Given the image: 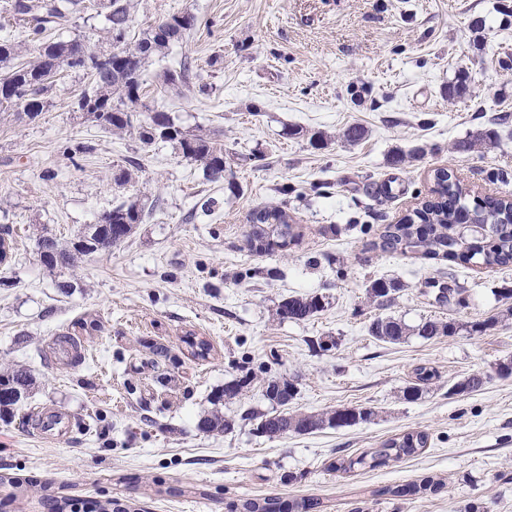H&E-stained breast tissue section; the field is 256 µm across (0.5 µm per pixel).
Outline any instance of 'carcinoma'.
I'll return each instance as SVG.
<instances>
[{
  "label": "carcinoma",
  "instance_id": "1",
  "mask_svg": "<svg viewBox=\"0 0 512 512\" xmlns=\"http://www.w3.org/2000/svg\"><path fill=\"white\" fill-rule=\"evenodd\" d=\"M131 0H108V6H97L104 14L105 49L115 52L109 61L110 67L95 69L75 53L79 38L43 41L51 29H64L74 17L87 9L84 0H14L13 17L26 25L28 36L38 43L35 57L12 66L0 75V109L23 114L33 120L44 112L47 96L52 91V81L44 76L52 71H82L90 77V86L84 89L73 103V111L80 113L97 125L114 134H138L143 147L156 141L174 143L182 156L200 163L208 176L223 177L230 170L224 154V145L204 134H194L177 126L167 113L157 111L143 100L144 72L165 54L170 45L182 39L183 35L197 24L194 14L184 12L173 14L158 25L143 32L135 44L138 53L134 57H122L128 51L125 47L130 27ZM20 45L10 34L0 36V65L7 64L20 56ZM186 65L175 70L165 68L161 74V88L170 95H185L190 90L185 75ZM139 108L150 112V123L134 125L125 110ZM499 141L495 129L482 130L454 144L460 153L473 152ZM435 198L426 201L412 214L394 224H388L379 235L374 247L383 253H405L414 251L429 259H448L463 264L494 268L512 264V202L507 199L489 198L483 203L468 206L466 191L453 173L445 168L434 171ZM108 222L88 224L83 230L82 243L70 242L58 249L59 241L51 236L39 237L37 246L42 250L44 266L55 269L75 266L77 260L96 252L98 245L112 238H128L136 227L143 223L147 213L135 202L121 203L107 212ZM471 221L481 225L483 233L474 235L460 229L462 223ZM293 225L288 222V213L282 206L265 205L253 211L246 239L250 249L257 254L270 253L276 248L286 249L296 241ZM401 284L392 279H376L366 289L367 296L378 309L385 310L395 301ZM325 308L322 296H291L283 300L276 311L279 319L303 322ZM495 325V321L468 325L450 319L425 320L415 329L393 315H378L369 326V333L375 339L387 344H400L415 334L423 339L437 336H454L460 331L483 332ZM74 333L63 334L56 339L61 359L75 367L82 362L80 333L88 329L84 321L74 323ZM188 354L196 359H205L211 352V343L198 336H186ZM416 382L406 387L404 396L414 399L422 393L421 385L434 377L432 370L425 366L416 369ZM487 376L483 373L470 374L454 383L448 390L451 395H466L482 388ZM33 376L22 365H13L0 372V414L10 412L29 395ZM263 396L276 409L268 412L247 410L242 414L244 421L256 422V430L269 437L283 436L290 432L305 435L325 427L338 428L354 426L371 420L374 412L368 408L338 407L322 413H298L288 410L297 395L293 380L270 377L263 381ZM234 422L213 413L200 419L198 428L204 432L229 431ZM429 443V434L423 430H412L391 437L355 457L339 458L333 464L338 471L350 472L358 468L374 469L391 461L414 457ZM11 488L0 500V510L6 509L25 497L29 488L38 493V505L44 512H76V500L55 489L50 481L31 480L20 484L12 479L0 477V484ZM89 512H137L136 504L130 500L105 499L90 501ZM229 512H322V502L307 498L289 503L276 497L249 499L242 504H228Z\"/></svg>",
  "mask_w": 512,
  "mask_h": 512
}]
</instances>
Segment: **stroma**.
<instances>
[{"mask_svg": "<svg viewBox=\"0 0 512 512\" xmlns=\"http://www.w3.org/2000/svg\"><path fill=\"white\" fill-rule=\"evenodd\" d=\"M197 24L151 65L144 90L155 109L232 154V178L212 179L176 146L142 148L73 112L89 79L61 72L36 120L0 112V226L14 253L0 265V368L27 366L34 385L0 415V475L51 479L63 493L133 499L144 512H227L229 503L317 498L324 512H512V377H496L512 356L504 289L512 265L494 269L371 249L385 225L431 196L436 169L453 171L471 196L512 197V0H133L128 45L170 15ZM188 62L191 93L161 91V67ZM465 75L468 91L444 90ZM360 124L356 145L340 134ZM485 127L497 145L472 153L454 142ZM324 132L328 144L310 145ZM422 149L399 167L397 150ZM141 158L133 180L112 174ZM391 182L374 197L371 183ZM214 198L219 209L202 204ZM153 204L149 218L109 251L71 268L48 269L37 239H73L119 202ZM286 204L300 237L288 250L256 254L247 217ZM377 278L403 288L388 312L409 326L425 319L492 321L460 332L391 345L370 336L378 310L366 294ZM455 283L464 306L437 304L431 282ZM325 296L308 321L280 320L292 295ZM80 319L85 358L56 359L55 339ZM206 337V359L190 357L186 334ZM333 338L335 347L316 348ZM170 351L161 360L155 348ZM435 377L418 399L403 390L417 367ZM488 374L478 392L450 387ZM166 374L160 385L158 374ZM251 376L231 403H215L225 382ZM295 380L292 411L364 407L352 427L270 438L246 409L269 410L261 385ZM221 412L233 430L205 433L200 418ZM418 429L430 444L418 456L375 469L331 470L394 435ZM184 488L158 496L153 482ZM414 484L392 499L383 486Z\"/></svg>", "mask_w": 512, "mask_h": 512, "instance_id": "stroma-1", "label": "stroma"}]
</instances>
